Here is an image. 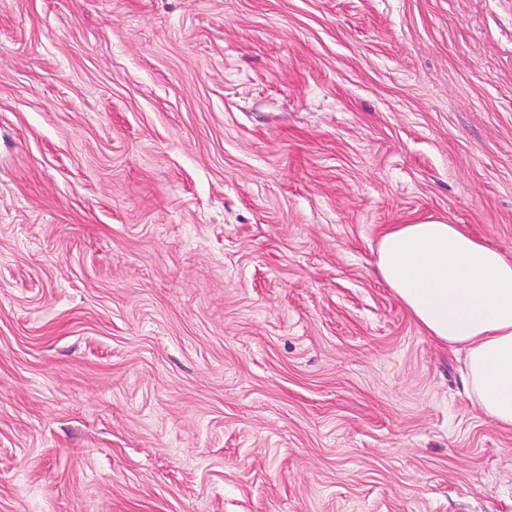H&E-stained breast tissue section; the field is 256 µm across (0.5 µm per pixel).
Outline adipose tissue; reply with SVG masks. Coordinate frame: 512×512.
<instances>
[{
	"mask_svg": "<svg viewBox=\"0 0 512 512\" xmlns=\"http://www.w3.org/2000/svg\"><path fill=\"white\" fill-rule=\"evenodd\" d=\"M376 266L416 323L464 352L468 399L496 424L512 427V257L457 224L392 225Z\"/></svg>",
	"mask_w": 512,
	"mask_h": 512,
	"instance_id": "1",
	"label": "adipose tissue"
}]
</instances>
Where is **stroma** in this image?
Segmentation results:
<instances>
[{"label":"stroma","mask_w":512,"mask_h":512,"mask_svg":"<svg viewBox=\"0 0 512 512\" xmlns=\"http://www.w3.org/2000/svg\"><path fill=\"white\" fill-rule=\"evenodd\" d=\"M426 219L512 256V0H0V512H512Z\"/></svg>","instance_id":"stroma-1"}]
</instances>
